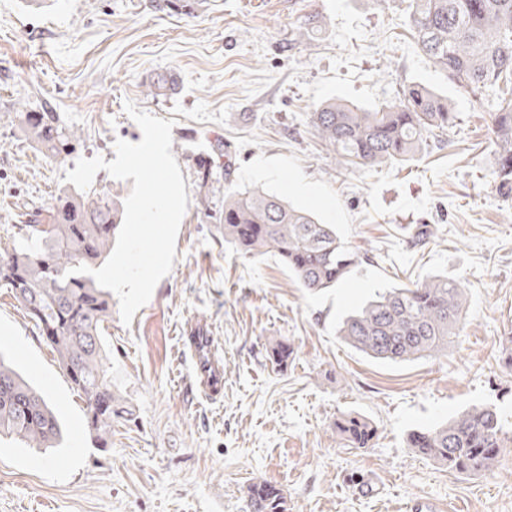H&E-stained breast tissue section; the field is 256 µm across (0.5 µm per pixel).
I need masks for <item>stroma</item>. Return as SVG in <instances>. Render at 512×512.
Listing matches in <instances>:
<instances>
[{
    "label": "stroma",
    "instance_id": "35a3bbf8",
    "mask_svg": "<svg viewBox=\"0 0 512 512\" xmlns=\"http://www.w3.org/2000/svg\"><path fill=\"white\" fill-rule=\"evenodd\" d=\"M405 0H0V242L18 214L45 209L81 158L112 161L136 143L137 109L173 121L171 151L189 196L171 272L131 325L104 324L113 391L131 410L108 447L85 403L17 301L0 288V351L39 387L64 432L47 452L0 438V512H249L247 486L282 489L288 512H512V454L476 476L416 454L412 431L472 406L512 433V201L496 192L491 117L433 68L406 25ZM304 40L294 38L303 24ZM176 71L182 92L143 93ZM419 82L448 95L456 126L404 164H337L307 114L333 99L376 107ZM45 108L81 132L46 157L19 113ZM229 147L233 188L285 198L335 225L359 261L336 287L302 288L274 253L241 256L219 216L198 213L196 170ZM432 230L414 240L418 225ZM441 275L466 313L439 357L371 359L337 334L376 293ZM212 336L224 364L213 398L192 379L186 330ZM293 353L272 365L276 343ZM372 422L370 447H343L341 414ZM380 486L359 492L363 478Z\"/></svg>",
    "mask_w": 512,
    "mask_h": 512
}]
</instances>
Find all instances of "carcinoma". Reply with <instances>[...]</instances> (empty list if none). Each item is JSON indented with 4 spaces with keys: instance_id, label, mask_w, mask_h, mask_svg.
Segmentation results:
<instances>
[{
    "instance_id": "obj_1",
    "label": "carcinoma",
    "mask_w": 512,
    "mask_h": 512,
    "mask_svg": "<svg viewBox=\"0 0 512 512\" xmlns=\"http://www.w3.org/2000/svg\"><path fill=\"white\" fill-rule=\"evenodd\" d=\"M406 21L417 45L448 83L485 105L492 118L494 184L512 199V0H407ZM448 97L421 83L403 89L395 103L364 109L341 101L308 113V124L345 166L373 168L414 158L427 139L456 125ZM27 139L52 158L73 151L77 130L59 113L20 114ZM220 177L210 162L197 170V212L209 216ZM12 246L0 249V288L10 290L60 368L84 396L90 429L104 443L112 420L129 414L112 392L105 368L103 323L111 316L109 294L86 274L66 275L78 265L93 268L111 252L123 222L121 203L104 190L63 193L46 213L19 214ZM224 244L250 256L278 255L310 292L336 286L356 255L331 224H321L275 194L224 188ZM461 285L446 276L387 288L347 316L338 335L356 350L401 364L448 349L464 308ZM336 434L349 448H365L375 430L358 414L336 419ZM497 409L475 406L433 427L409 434L412 450L461 474L489 469L506 450ZM0 435L31 448H55L61 427L45 395L0 355ZM249 512H288L282 490L267 482L246 488Z\"/></svg>"
}]
</instances>
